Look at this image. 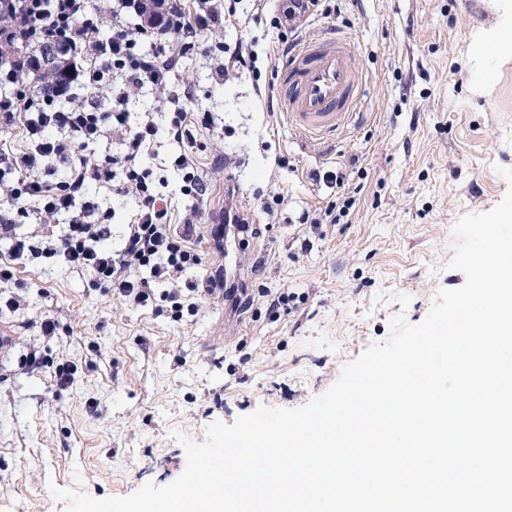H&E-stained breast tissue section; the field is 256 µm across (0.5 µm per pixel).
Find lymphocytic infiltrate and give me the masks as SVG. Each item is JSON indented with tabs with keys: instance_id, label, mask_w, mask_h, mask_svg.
Segmentation results:
<instances>
[{
	"instance_id": "lymphocytic-infiltrate-1",
	"label": "lymphocytic infiltrate",
	"mask_w": 512,
	"mask_h": 512,
	"mask_svg": "<svg viewBox=\"0 0 512 512\" xmlns=\"http://www.w3.org/2000/svg\"><path fill=\"white\" fill-rule=\"evenodd\" d=\"M194 3L189 12L181 0H156L159 23L153 26L129 23V14L142 9L140 0H113L111 32L104 36L98 24L86 18L85 0H0V12L12 18L9 26L0 27V43L23 41L38 46L56 41L68 45L79 56L73 64L74 75L84 87L117 90L104 110L90 98L72 101V87L66 83L57 84L51 97L32 89L27 74L38 64L37 56L0 63V82L13 87L12 93L0 96V129L20 127L27 141L20 152L0 142V188L16 208L15 215L0 214V239L11 243L8 261L0 263L1 284L13 280L16 262L26 256L53 257L65 269L91 272L116 299L144 306L155 301L159 285L202 265L203 257L189 239L193 220H186L183 230H175L168 221L166 203L150 181V170L139 167L156 128L150 122L132 124L127 109L145 85L166 90L177 64L163 50L142 52V44H157L162 36L175 33L182 37L181 51L186 54L199 32L223 26L225 16L251 12L243 0ZM213 124L211 113H191L183 107L177 109L168 128L169 135L182 145L174 164L184 173L188 194L197 200L206 188L198 171L193 131ZM115 133L125 146L121 155L94 162L81 155V148L89 142ZM47 158L65 168V180L35 176V169ZM13 173L18 176L14 182L9 179ZM91 180L105 186L120 183L123 191L137 197L120 249L105 247L112 235L109 216L83 197ZM32 212L46 227L63 215L68 222L59 235L47 229L28 240L17 238L18 218Z\"/></svg>"
}]
</instances>
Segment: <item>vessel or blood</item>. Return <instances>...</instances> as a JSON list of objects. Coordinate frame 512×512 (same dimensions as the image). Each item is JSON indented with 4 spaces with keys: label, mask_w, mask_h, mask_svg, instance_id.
Returning <instances> with one entry per match:
<instances>
[{
    "label": "vessel or blood",
    "mask_w": 512,
    "mask_h": 512,
    "mask_svg": "<svg viewBox=\"0 0 512 512\" xmlns=\"http://www.w3.org/2000/svg\"><path fill=\"white\" fill-rule=\"evenodd\" d=\"M355 53L353 40L334 32L308 39L289 53L279 95L289 124L314 137L348 125L364 84V75L354 63Z\"/></svg>",
    "instance_id": "b4317fda"
}]
</instances>
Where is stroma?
Here are the masks:
<instances>
[{
  "mask_svg": "<svg viewBox=\"0 0 512 512\" xmlns=\"http://www.w3.org/2000/svg\"><path fill=\"white\" fill-rule=\"evenodd\" d=\"M279 10L268 0L258 18H227L180 57L166 92L146 88L128 104L133 122L149 118L158 129L145 163L171 201L172 223L197 217L204 263L166 284L195 304L194 315L175 322L154 306L127 305L89 272L44 257L0 284V325L13 331L0 348V512H64L55 486L105 499L170 484L187 463L173 430L200 442L212 423L259 406H304L390 337L393 316L420 323L440 290L464 284L448 266L455 223L512 189V61L471 50L475 34L497 23L489 0H322L294 40L351 35L365 76L358 115L326 137L291 128L279 107L283 55H262ZM238 44L259 51L255 67L213 79L228 60L223 47ZM187 94L215 118L196 134L207 187L200 205L182 193L180 149L167 134ZM316 171L334 172L343 187L313 180ZM276 192L284 205L265 209ZM86 194L110 212L107 245L120 248L135 196L95 182ZM349 195L348 216L326 223L329 205ZM230 199L253 233L248 250L223 258L210 226ZM222 265L241 268L248 288L234 305L189 291ZM283 290L296 301L270 315L268 294ZM398 293L410 295L408 307ZM47 316L55 335L40 332ZM33 350L43 367H23ZM62 364L77 369L71 386L54 379Z\"/></svg>",
  "mask_w": 512,
  "mask_h": 512,
  "instance_id": "1",
  "label": "stroma"
}]
</instances>
